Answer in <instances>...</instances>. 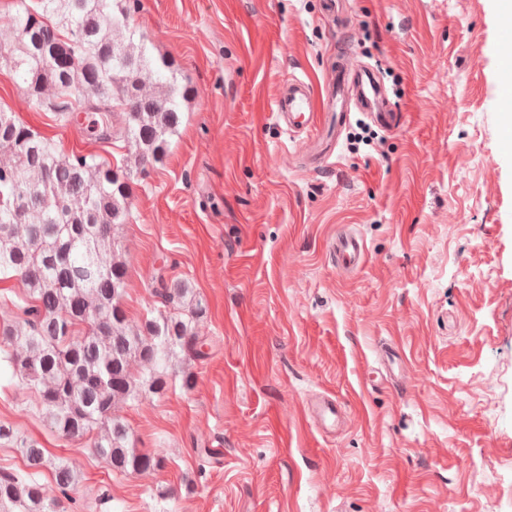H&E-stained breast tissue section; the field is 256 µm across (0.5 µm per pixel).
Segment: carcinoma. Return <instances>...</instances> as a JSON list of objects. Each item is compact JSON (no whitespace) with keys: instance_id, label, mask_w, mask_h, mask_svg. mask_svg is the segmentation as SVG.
I'll list each match as a JSON object with an SVG mask.
<instances>
[{"instance_id":"carcinoma-1","label":"carcinoma","mask_w":512,"mask_h":512,"mask_svg":"<svg viewBox=\"0 0 512 512\" xmlns=\"http://www.w3.org/2000/svg\"><path fill=\"white\" fill-rule=\"evenodd\" d=\"M11 7L3 21L14 39L0 43V68L20 81L24 102L46 106L62 126L103 107L101 140L133 143L142 173L163 163L188 90L172 63H156L134 42L128 0H12ZM0 153L7 155L0 160V280L23 286L20 294L0 293L21 312L0 326V368L37 396L51 431L89 439L112 471H155L164 449L135 448L113 410L163 390L172 359L204 356L195 325L206 306L185 282L161 279L155 295L173 311L159 310L139 328L128 324L121 307L126 264L113 236L129 218L134 175L127 159L65 155L2 105ZM2 444L15 447L27 471L0 473V512H64L79 471L9 424L0 423ZM45 469L56 497L39 482Z\"/></svg>"}]
</instances>
